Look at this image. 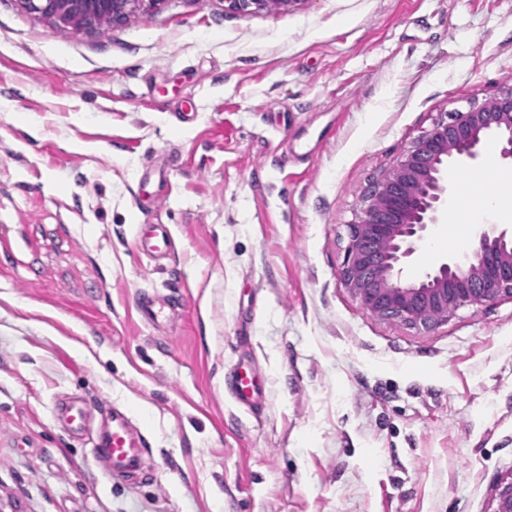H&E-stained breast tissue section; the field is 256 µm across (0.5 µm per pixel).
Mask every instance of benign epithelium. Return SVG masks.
<instances>
[{"mask_svg": "<svg viewBox=\"0 0 512 512\" xmlns=\"http://www.w3.org/2000/svg\"><path fill=\"white\" fill-rule=\"evenodd\" d=\"M18 2L59 29L98 32L151 12L165 0ZM308 2L224 0V11L290 13ZM489 138L497 143L499 159L512 165V88L479 106L447 113L365 190L360 220L347 225L337 275L368 314L430 332L462 307L512 300V230L496 224L479 225L461 257L443 259L419 278L404 277L420 243L448 214V166L479 161ZM492 505V512H512V475L496 484Z\"/></svg>", "mask_w": 512, "mask_h": 512, "instance_id": "7a95c632", "label": "benign epithelium"}]
</instances>
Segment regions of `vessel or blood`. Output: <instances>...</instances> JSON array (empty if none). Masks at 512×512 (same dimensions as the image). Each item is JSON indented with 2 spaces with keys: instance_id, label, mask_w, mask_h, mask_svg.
<instances>
[{
  "instance_id": "vessel-or-blood-1",
  "label": "vessel or blood",
  "mask_w": 512,
  "mask_h": 512,
  "mask_svg": "<svg viewBox=\"0 0 512 512\" xmlns=\"http://www.w3.org/2000/svg\"><path fill=\"white\" fill-rule=\"evenodd\" d=\"M134 243L139 252L154 259H163L171 254L173 232L168 224H142L133 234ZM227 388L233 400L242 408H251L264 396L262 378L252 371L238 369L231 372ZM58 413L66 421V431L70 434L84 432L86 413L83 404L66 402L59 404ZM148 441L143 434L134 429L129 420L114 415L112 426L98 437L92 446V454L107 459L113 473H123L140 467L148 453Z\"/></svg>"
}]
</instances>
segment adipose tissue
<instances>
[{
    "label": "adipose tissue",
    "instance_id": "adipose-tissue-1",
    "mask_svg": "<svg viewBox=\"0 0 512 512\" xmlns=\"http://www.w3.org/2000/svg\"><path fill=\"white\" fill-rule=\"evenodd\" d=\"M512 201V175L494 174L480 184L459 190L450 200L449 211L455 222L466 223L474 215H496L500 204Z\"/></svg>",
    "mask_w": 512,
    "mask_h": 512
}]
</instances>
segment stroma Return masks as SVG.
<instances>
[{"label":"stroma","instance_id":"obj_1","mask_svg":"<svg viewBox=\"0 0 512 512\" xmlns=\"http://www.w3.org/2000/svg\"><path fill=\"white\" fill-rule=\"evenodd\" d=\"M511 88L512 0H166L99 35L0 0V240L35 244L0 254V512H491L512 300L421 334L337 270L369 181ZM137 224L172 225V259ZM63 396L127 411L141 471L107 477ZM310 0H224V10L238 15L290 13L300 10ZM226 386L233 400L244 409H251L264 397L262 377L244 368L231 372ZM57 412L64 417L65 430L68 434L81 433L86 430V413L83 404L79 402L61 403L57 407Z\"/></svg>","mask_w":512,"mask_h":512}]
</instances>
